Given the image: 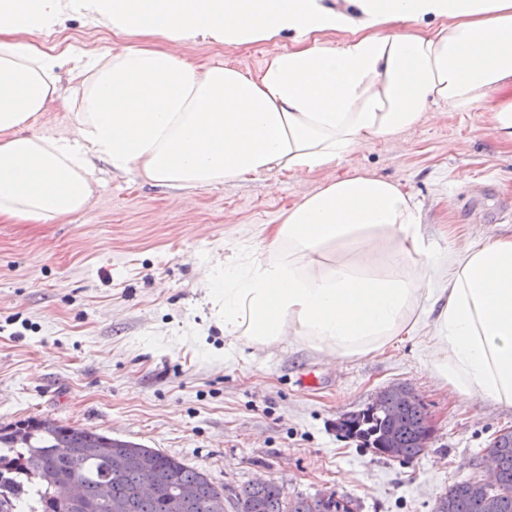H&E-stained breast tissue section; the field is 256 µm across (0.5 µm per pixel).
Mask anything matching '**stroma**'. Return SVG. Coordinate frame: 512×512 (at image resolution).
Here are the masks:
<instances>
[{
	"label": "stroma",
	"instance_id": "stroma-1",
	"mask_svg": "<svg viewBox=\"0 0 512 512\" xmlns=\"http://www.w3.org/2000/svg\"><path fill=\"white\" fill-rule=\"evenodd\" d=\"M117 36L71 19L39 44L54 56ZM272 51L189 47L199 63L255 74ZM383 175L420 206L438 270L451 248L512 235V145L479 113L430 109L422 122L364 144L349 159L295 176L174 190L99 165L93 204L54 224L0 222V424L56 420L161 450L235 489L258 480L291 496L336 492L360 512H434L512 407L440 388L427 363L426 318L382 354L336 361L291 340L245 347L212 315L204 272L231 246L269 256L281 214L327 182ZM402 383L434 428L403 462L338 432L345 412Z\"/></svg>",
	"mask_w": 512,
	"mask_h": 512
}]
</instances>
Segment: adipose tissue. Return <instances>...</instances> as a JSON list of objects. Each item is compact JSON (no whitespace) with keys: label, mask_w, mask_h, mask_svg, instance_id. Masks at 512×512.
<instances>
[{"label":"adipose tissue","mask_w":512,"mask_h":512,"mask_svg":"<svg viewBox=\"0 0 512 512\" xmlns=\"http://www.w3.org/2000/svg\"><path fill=\"white\" fill-rule=\"evenodd\" d=\"M70 18L125 43L72 54L66 96L36 39ZM283 40L255 75L180 52ZM62 97L66 129L27 134ZM431 103L480 113L512 144V0H0V222L85 212L100 162L177 190L312 173L416 126ZM271 247L274 259L242 251L211 268L225 336L351 360L430 313L436 380L512 407V236L468 243L438 276L417 202L356 173L303 196Z\"/></svg>","instance_id":"ef3b65f1"}]
</instances>
